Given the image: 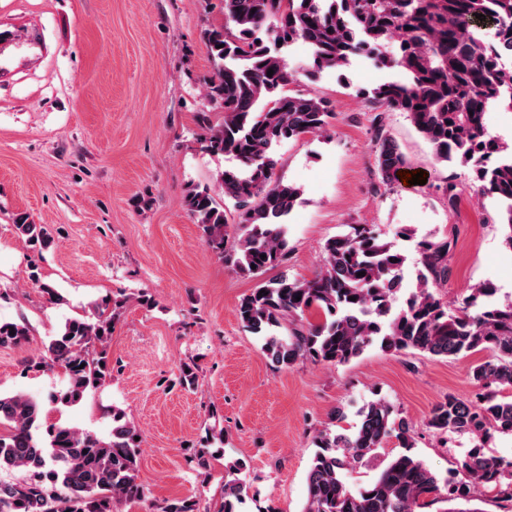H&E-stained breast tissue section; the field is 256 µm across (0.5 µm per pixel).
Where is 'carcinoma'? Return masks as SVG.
Wrapping results in <instances>:
<instances>
[{"label": "carcinoma", "mask_w": 512, "mask_h": 512, "mask_svg": "<svg viewBox=\"0 0 512 512\" xmlns=\"http://www.w3.org/2000/svg\"><path fill=\"white\" fill-rule=\"evenodd\" d=\"M486 16L485 20L476 15ZM224 19L203 31L212 63L204 98L218 115H199L201 148L229 157L218 174L224 198L234 202L235 222L208 186H194L184 205L202 240L238 275L259 283L244 295L237 317L258 336L275 364L300 359L344 365L370 347L384 354L420 351L459 359L475 352L471 364L475 400L452 394L431 410L426 427L448 441L467 438L473 447L456 461L461 478H442L421 458L401 454L387 463L379 449L394 435L413 447L414 430L383 397L365 402L356 421L340 431L327 426L314 437L301 512H482L471 506L485 492L512 512V461L485 451L495 435L512 436V300L500 302L497 289L483 283L470 289L455 310L439 291L448 283V238L417 242L422 268L413 285L404 278L407 257L364 224L324 244L323 265L313 277L288 275L286 221L300 202V188L275 176L278 148L291 140L331 136L334 113L325 100L287 86L299 72L280 47L302 41L311 49L308 77L334 71L346 78L355 56L395 69L403 79L362 90L365 99L406 114L430 144L436 161L468 169L480 198L499 206L503 243L512 250V151L492 135L488 114L512 111V0H224ZM272 76H267L268 70ZM375 161L382 184L393 186L409 167L375 117ZM240 231L227 251L229 226ZM23 244L38 255L52 235L25 214L15 218ZM273 277L266 274L274 269ZM363 276H357L359 272ZM123 302L97 307L95 320L70 319L27 363L30 371L58 366L65 388L50 397L72 406L85 393L112 381L108 342ZM318 315L311 322L307 315ZM26 324L0 321V347L22 344ZM198 367L184 362L177 383L197 384ZM44 405L26 395L0 393V512H116L121 502L145 498L137 482L138 429L112 407V431L105 441L90 431L51 426L39 433ZM373 468L367 483L350 481L356 468ZM243 462L225 465L222 512H241L246 481ZM156 512H198L196 501L174 499Z\"/></svg>", "instance_id": "obj_1"}]
</instances>
